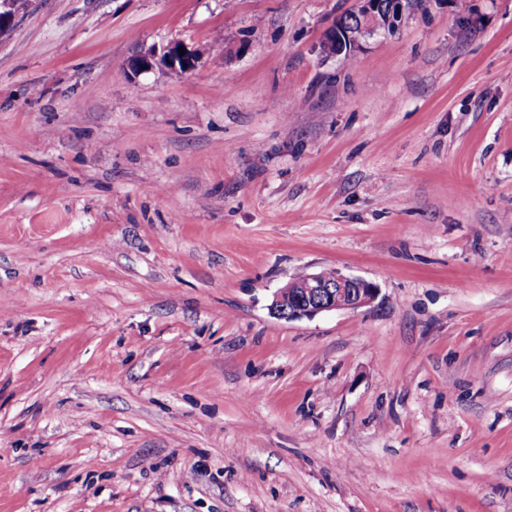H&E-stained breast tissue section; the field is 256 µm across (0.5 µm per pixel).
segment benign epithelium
I'll return each mask as SVG.
<instances>
[{
	"label": "benign epithelium",
	"instance_id": "obj_1",
	"mask_svg": "<svg viewBox=\"0 0 512 512\" xmlns=\"http://www.w3.org/2000/svg\"><path fill=\"white\" fill-rule=\"evenodd\" d=\"M426 0H358L359 17L364 35L392 34L398 30L403 17L422 8ZM386 9L388 21L383 27L373 25V18L380 9ZM16 17L14 0H0V34L8 28ZM327 42L336 44L337 52L355 46L359 39L345 30L334 28L328 31ZM180 42H170L162 52L150 50L132 59L133 70H146L159 64L170 70L187 73L197 67L199 57L196 53L184 51L179 54ZM378 295L373 284L351 276L339 269H331L326 276L323 272L308 273L302 279L292 278L275 294L270 305V313L284 320L311 319L331 310L357 309L371 304Z\"/></svg>",
	"mask_w": 512,
	"mask_h": 512
}]
</instances>
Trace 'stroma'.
I'll return each instance as SVG.
<instances>
[{
	"label": "stroma",
	"instance_id": "stroma-1",
	"mask_svg": "<svg viewBox=\"0 0 512 512\" xmlns=\"http://www.w3.org/2000/svg\"><path fill=\"white\" fill-rule=\"evenodd\" d=\"M356 5L0 34V512H512V0L325 54ZM329 268L378 297L270 315ZM179 47L184 50V55L179 54ZM158 52L150 50L139 54L132 59L131 67L134 71L151 69L155 64L163 65L170 70L187 73L197 67L199 57L196 53L187 51L180 42H170L162 49L158 59Z\"/></svg>",
	"mask_w": 512,
	"mask_h": 512
}]
</instances>
